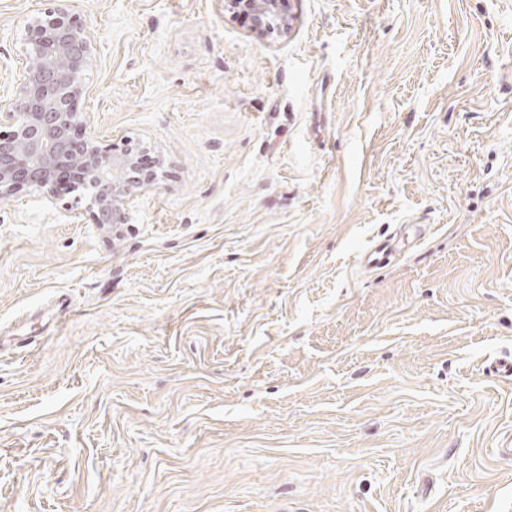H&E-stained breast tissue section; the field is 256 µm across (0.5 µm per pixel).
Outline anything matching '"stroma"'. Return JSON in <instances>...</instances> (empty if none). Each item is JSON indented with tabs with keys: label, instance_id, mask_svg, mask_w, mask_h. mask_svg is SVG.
Instances as JSON below:
<instances>
[{
	"label": "stroma",
	"instance_id": "1",
	"mask_svg": "<svg viewBox=\"0 0 512 512\" xmlns=\"http://www.w3.org/2000/svg\"><path fill=\"white\" fill-rule=\"evenodd\" d=\"M283 2L70 0L80 121L164 166L0 199V512H512V0ZM229 4H244L255 15V27L260 30L285 28L288 25L282 14L279 0H228ZM403 239H398L396 235L384 238L359 255L358 261L363 267L370 270H378L385 267L393 255L402 248Z\"/></svg>",
	"mask_w": 512,
	"mask_h": 512
}]
</instances>
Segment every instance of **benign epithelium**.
<instances>
[{
	"label": "benign epithelium",
	"instance_id": "obj_1",
	"mask_svg": "<svg viewBox=\"0 0 512 512\" xmlns=\"http://www.w3.org/2000/svg\"><path fill=\"white\" fill-rule=\"evenodd\" d=\"M35 18L25 39L18 91L0 95V197L30 189L51 194L59 187H82L90 195L94 223L125 224L144 185L155 179L141 156L127 147L119 154L102 149L93 132L76 123L86 87L80 76L89 65L92 43L82 25L65 20L68 0ZM255 15L260 30L288 25L280 0H228Z\"/></svg>",
	"mask_w": 512,
	"mask_h": 512
}]
</instances>
